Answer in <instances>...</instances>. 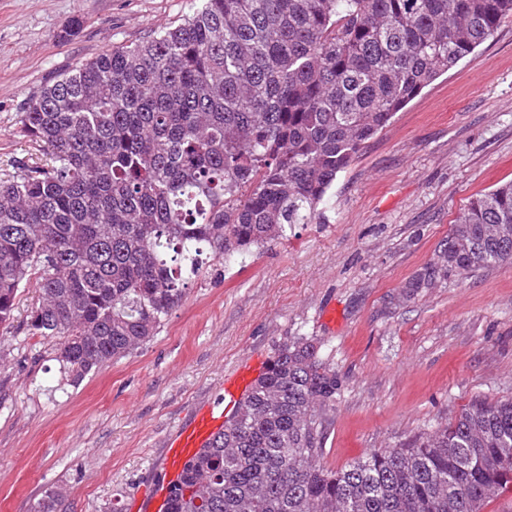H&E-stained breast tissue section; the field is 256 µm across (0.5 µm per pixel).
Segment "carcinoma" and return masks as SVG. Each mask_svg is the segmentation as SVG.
Masks as SVG:
<instances>
[{"instance_id": "1", "label": "carcinoma", "mask_w": 512, "mask_h": 512, "mask_svg": "<svg viewBox=\"0 0 512 512\" xmlns=\"http://www.w3.org/2000/svg\"><path fill=\"white\" fill-rule=\"evenodd\" d=\"M512 16V0H202L183 23L35 92L48 157L0 180V326L58 337L77 383L155 336L213 261L309 224L362 145ZM512 263V183L473 199L408 282ZM299 338L189 464L169 512H482L512 489V401L322 467L336 373ZM50 487L34 512H67Z\"/></svg>"}]
</instances>
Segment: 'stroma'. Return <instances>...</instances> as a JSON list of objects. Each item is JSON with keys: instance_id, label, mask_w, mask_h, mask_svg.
<instances>
[{"instance_id": "obj_1", "label": "stroma", "mask_w": 512, "mask_h": 512, "mask_svg": "<svg viewBox=\"0 0 512 512\" xmlns=\"http://www.w3.org/2000/svg\"><path fill=\"white\" fill-rule=\"evenodd\" d=\"M193 0H0V178L46 157L23 137L30 95L77 64L147 40ZM512 182V17L368 140L315 220L215 263L156 336L78 384L56 339L26 327L22 292L0 330V512L50 486L69 512H134L165 440L224 377L314 339L340 389L320 406L322 465L338 470L512 399V263L411 293L468 203Z\"/></svg>"}]
</instances>
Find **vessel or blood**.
<instances>
[{
    "label": "vessel or blood",
    "mask_w": 512,
    "mask_h": 512,
    "mask_svg": "<svg viewBox=\"0 0 512 512\" xmlns=\"http://www.w3.org/2000/svg\"><path fill=\"white\" fill-rule=\"evenodd\" d=\"M263 367L260 360L250 363L235 378L225 380L222 404L200 409L194 419L176 433L161 461L164 478L150 490L142 491L139 512H167L172 489L183 476L186 465L234 419Z\"/></svg>",
    "instance_id": "b4317fda"
}]
</instances>
